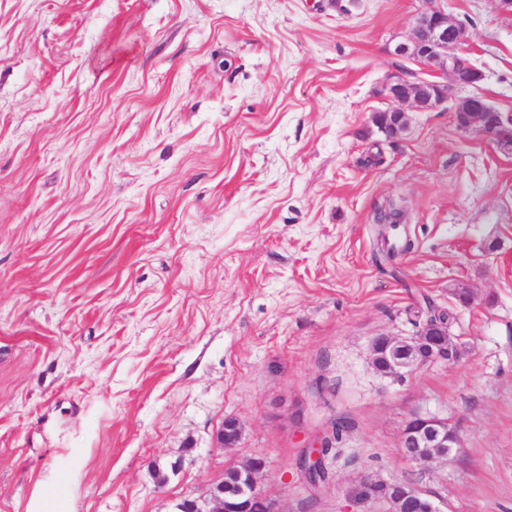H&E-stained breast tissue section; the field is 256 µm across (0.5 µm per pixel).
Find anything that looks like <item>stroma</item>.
I'll return each mask as SVG.
<instances>
[{"label": "stroma", "mask_w": 512, "mask_h": 512, "mask_svg": "<svg viewBox=\"0 0 512 512\" xmlns=\"http://www.w3.org/2000/svg\"><path fill=\"white\" fill-rule=\"evenodd\" d=\"M431 4L512 114L494 0H0V512H174L254 457L278 512H346L364 475L512 512V156L444 106L372 122L427 76L389 49ZM432 312L459 357L377 373ZM416 411L460 452L405 462ZM349 427L350 421L348 419L343 417L336 418L333 422L332 438H330L331 448L321 438L310 442L303 450L299 458V468L306 481L314 488H321L329 481L327 471V457L329 453L324 451L323 448H328L330 454L334 451L333 455H335L338 449L335 448V444L337 445L341 442L343 433Z\"/></svg>", "instance_id": "stroma-1"}]
</instances>
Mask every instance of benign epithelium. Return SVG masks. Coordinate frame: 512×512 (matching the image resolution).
<instances>
[{
  "label": "benign epithelium",
  "instance_id": "1",
  "mask_svg": "<svg viewBox=\"0 0 512 512\" xmlns=\"http://www.w3.org/2000/svg\"><path fill=\"white\" fill-rule=\"evenodd\" d=\"M462 29L453 23L448 13L436 6L419 12L414 20L410 40L396 44L392 54L411 58L424 67L431 79L409 82L400 77L388 79L384 86L386 97L392 103L387 109L395 117L392 128L401 132L406 126L408 105L420 111H429L448 101V88H475L486 79L485 73L475 67L467 72L458 66L462 54ZM457 126L463 131L475 132L489 141L497 150L512 155V118H504L500 110L486 98L471 94L457 100L453 107ZM374 360H382L396 380L414 372L421 362L457 357L448 323L438 319L427 321L417 336H378L372 341ZM239 431V424L228 421L219 430L217 439L226 448H233L239 440L231 434ZM326 444L321 439L310 442L299 458V468L306 481L315 488L328 483ZM403 456L417 465L446 459L460 448V438L448 419L431 413H413L407 419L400 441ZM251 459L237 471L243 490L228 496L224 483L213 486L207 499L200 503L188 500L191 512H252L260 501L265 512H279L275 503L257 486V475L264 469ZM353 512H365L368 505H381L386 512H442L436 500L426 491L411 483L391 482L365 477L353 485L348 494Z\"/></svg>",
  "mask_w": 512,
  "mask_h": 512
}]
</instances>
